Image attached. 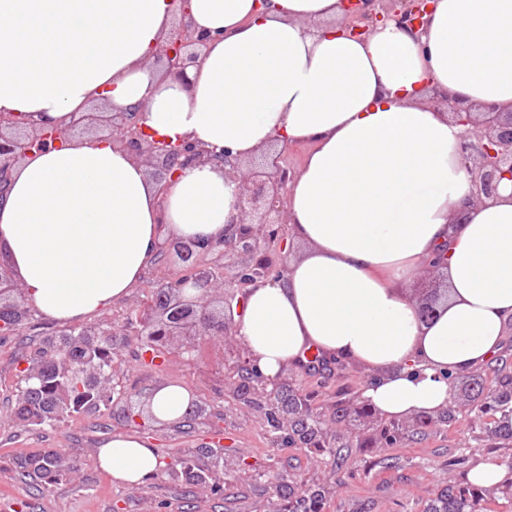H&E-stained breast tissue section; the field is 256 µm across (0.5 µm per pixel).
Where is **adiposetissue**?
<instances>
[{
    "instance_id": "adipose-tissue-1",
    "label": "adipose tissue",
    "mask_w": 512,
    "mask_h": 512,
    "mask_svg": "<svg viewBox=\"0 0 512 512\" xmlns=\"http://www.w3.org/2000/svg\"><path fill=\"white\" fill-rule=\"evenodd\" d=\"M211 36L190 86L153 53L181 8ZM337 0H0V114L34 126L140 106L149 138H189L240 161L276 141L313 149L287 197L301 252L248 289L235 337L274 380L306 353L352 360L381 415L445 408L448 375L487 361L512 321V183L473 206L462 132L433 92L512 110V0H437L424 33L387 23L340 34ZM237 181L206 162L158 193L110 135L71 137L14 166L0 200V259L38 313L69 324L125 301L162 237H223ZM448 248L447 297L428 324L406 292ZM193 395L168 382L145 410L182 421ZM115 483L164 469L150 442L98 449Z\"/></svg>"
}]
</instances>
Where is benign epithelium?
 <instances>
[{
    "mask_svg": "<svg viewBox=\"0 0 512 512\" xmlns=\"http://www.w3.org/2000/svg\"><path fill=\"white\" fill-rule=\"evenodd\" d=\"M342 32L360 37L379 25L393 21L417 34L427 27L434 0H339ZM208 38L200 34L191 22L182 18L167 39L156 50L155 63L162 74L182 83L188 82L187 68L199 59ZM436 104L448 106L451 119L462 127L458 158L470 174L468 203L481 205L498 196L504 180L512 181V111L505 112L494 104L478 107L452 103L447 96H438ZM137 109L114 112L106 118L94 114L73 121L70 129L53 127H19L15 118L0 115V195L8 187L12 169L18 161L41 153L70 134L75 128L95 131L104 125L112 142L153 168L154 181L165 190L171 177L193 163L214 159L224 164V174L240 179L234 216L224 226V238L216 241L182 243L165 240L159 254L179 255L184 270L164 283L166 290L155 297L153 312L138 319L136 336L166 339L184 336H233V305L244 297L246 290L264 280L281 276L290 254L284 224L286 189L295 171L288 167L283 144L261 162L243 165L229 150L218 158L214 151L199 142H166L150 140L136 121ZM10 298L24 301L13 273L0 264V301ZM226 384L238 394L246 387L261 405L267 407L277 430L294 437L323 432L320 421L309 417L299 402L284 401L277 389L267 390L268 379L257 372L247 350H240L227 367ZM489 392L474 375L462 396L454 397L450 405L437 414L420 413L404 420L406 427L443 423L456 410L474 408ZM116 400L123 403L127 421L138 423L142 418L132 396L117 392ZM348 411L365 419L377 432L387 427L383 418L361 400Z\"/></svg>",
    "mask_w": 512,
    "mask_h": 512,
    "instance_id": "obj_1",
    "label": "benign epithelium"
}]
</instances>
